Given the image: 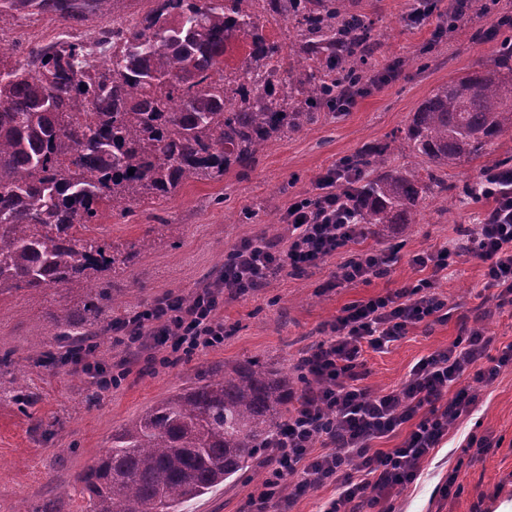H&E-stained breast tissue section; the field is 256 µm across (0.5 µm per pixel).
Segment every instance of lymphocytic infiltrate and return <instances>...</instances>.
Segmentation results:
<instances>
[{
  "label": "lymphocytic infiltrate",
  "instance_id": "f902f5d3",
  "mask_svg": "<svg viewBox=\"0 0 512 512\" xmlns=\"http://www.w3.org/2000/svg\"><path fill=\"white\" fill-rule=\"evenodd\" d=\"M347 172L343 163L329 169L319 180V193L289 206L286 244L264 238L240 243L224 265L220 285L202 289L192 305L163 298L116 323L115 331L132 344L159 337L178 359L223 343L224 323L215 316L220 302L254 295L283 268L336 255L337 285L386 276L399 257L361 247L365 227L337 190ZM468 195L489 208L466 251L486 262V285L496 289L499 303L512 304V165L483 169ZM453 255L446 247L414 255L412 265L429 270V277L344 306L327 338L300 355L296 366L304 396L275 439L265 475L249 495L248 512H269L282 499L293 502L326 485L334 486L336 495L323 512H358L364 504L390 512L394 493L418 478L421 463L439 448L450 425L471 413L477 386L492 384L502 369L512 367V343L490 356L491 338L474 327L418 360L398 390L374 393L363 387L366 350L387 347L421 323L447 319L448 299L438 292L437 281ZM465 377L472 386L460 387ZM398 433L403 436L398 447H376V440Z\"/></svg>",
  "mask_w": 512,
  "mask_h": 512
}]
</instances>
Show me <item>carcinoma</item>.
Listing matches in <instances>:
<instances>
[{
    "mask_svg": "<svg viewBox=\"0 0 512 512\" xmlns=\"http://www.w3.org/2000/svg\"><path fill=\"white\" fill-rule=\"evenodd\" d=\"M110 0H38L65 20ZM116 35L93 72L82 42L61 40L8 59L0 51V295L69 284L103 313L95 274L131 253L87 234L103 208L160 199L190 181L253 166L274 138L302 131L366 77L368 25L352 0H153ZM291 19L288 43L265 34L267 17ZM248 50L228 72L231 42ZM512 130V47L438 87L404 135L359 150L352 200L372 235L417 223L420 201L448 188V169L490 153ZM426 175L393 167L396 154ZM134 174H129V169ZM93 322L74 309L53 315L49 343L80 346ZM300 379L254 359L176 392L112 433L79 481L87 512H185L272 453Z\"/></svg>",
    "mask_w": 512,
    "mask_h": 512,
    "instance_id": "carcinoma-1",
    "label": "carcinoma"
}]
</instances>
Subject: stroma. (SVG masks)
I'll list each match as a JSON object with an SVG mask.
<instances>
[{"mask_svg": "<svg viewBox=\"0 0 512 512\" xmlns=\"http://www.w3.org/2000/svg\"><path fill=\"white\" fill-rule=\"evenodd\" d=\"M436 15L419 26L407 25L410 0H355L371 23L373 60L378 72L395 68L394 76L365 86L347 111L327 116L305 131L272 141L254 166L231 169L217 180L191 182L161 200H132L103 211L89 233L123 248L143 237L152 244L128 267L102 273L100 287L115 301L95 336L87 343L100 363L118 374L116 385L100 389L91 376L70 361L45 364L49 351L42 340L54 310L82 306L81 291L54 285L39 293L24 290L0 295V382L26 376L27 401L0 400V512H34L62 501L68 512H85L87 501L76 477L110 447L113 432L176 391L193 384L202 371L225 362L254 358L263 363H295L301 350L324 338V327L341 308L421 279L410 263L413 255L433 251L463 238L481 210L465 189L481 168L512 161V131L504 133L492 154L448 172V196L454 215L431 201L417 224L393 237L368 236L373 247L390 245L400 259L390 274L353 285L335 286L337 258L328 257L307 272L283 269L254 296L225 300L216 315L224 321L223 344L178 361L164 362L162 349L150 343L118 341L116 320L132 316L167 295L191 296L224 272V259L241 241L263 237L275 227L286 238L288 207L315 194L317 179L364 145L402 130L413 112L440 85L480 69L512 32L486 40L497 16L512 14V0H478V7L438 36L439 14L453 0H435ZM146 0H116L113 9L65 21L35 9L18 14L0 34L6 52L20 57L36 46L61 38L78 40L111 29L113 17L145 11ZM411 66H400L402 58ZM277 208H261L268 196ZM175 224L178 235L165 227ZM487 265L470 255L454 258L438 286L448 295V317L411 328L388 347L367 350L363 384L372 392L398 388L421 358L447 347L464 327L481 324L491 336V355L512 342V305H499L495 289L486 288ZM493 434L501 445L480 459L463 454L470 434ZM460 468L459 495L441 499L439 488L449 471ZM265 471L254 463L223 487L195 501L189 512H244L249 493ZM397 512H512V369L485 388L470 415L461 418L439 448L423 463L416 481L394 499Z\"/></svg>", "mask_w": 512, "mask_h": 512, "instance_id": "stroma-1", "label": "stroma"}]
</instances>
